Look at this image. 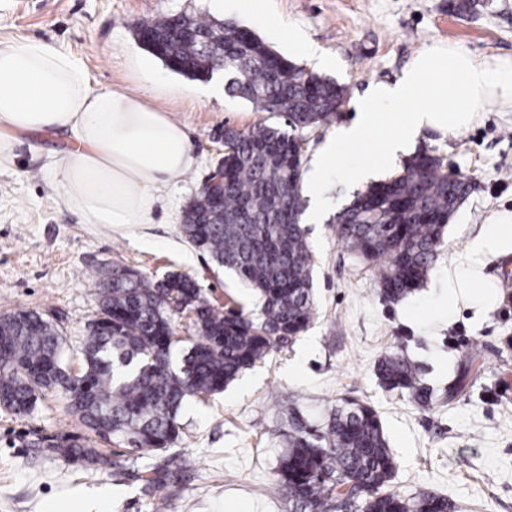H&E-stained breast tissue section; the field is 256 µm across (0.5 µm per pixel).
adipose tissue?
<instances>
[{"label": "adipose tissue", "mask_w": 512, "mask_h": 512, "mask_svg": "<svg viewBox=\"0 0 512 512\" xmlns=\"http://www.w3.org/2000/svg\"><path fill=\"white\" fill-rule=\"evenodd\" d=\"M139 91L93 89L82 63L38 40L0 41V172L12 170L20 133L65 132L48 157L59 202L88 224H148L175 182L197 164L187 127L150 104L165 84L147 61ZM512 242V217L494 216L470 244L473 256Z\"/></svg>", "instance_id": "1"}]
</instances>
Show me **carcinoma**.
Instances as JSON below:
<instances>
[{"label":"carcinoma","instance_id":"obj_1","mask_svg":"<svg viewBox=\"0 0 512 512\" xmlns=\"http://www.w3.org/2000/svg\"><path fill=\"white\" fill-rule=\"evenodd\" d=\"M134 34L169 69L200 81L221 71L225 92L287 123L285 129L276 124L249 131L224 126L229 152L223 212L211 210L204 191L184 208L186 239L256 290L258 317L217 311L189 275L169 272L154 279L117 266L88 323L80 385L73 388L54 323L33 311L0 316L1 406L24 416L41 395L56 391L91 434L150 455L179 441L184 400L222 392L312 321L314 261L302 224L303 171L289 174L284 158L296 149L294 132L334 114L347 89L277 54L232 20L164 16L138 23ZM467 190L464 180L448 175L442 157L418 152L339 212L336 237L373 268L380 293L398 301L426 279ZM244 202L249 223L240 224L236 215ZM281 202L288 203L289 224L275 221ZM179 318L189 320L194 335H175ZM183 341L186 350L174 365L171 349ZM376 375L389 392L420 407L433 403L399 351L379 360ZM285 447L278 474L291 512H332L339 494L353 497L360 512H450L446 498L422 493L406 499L391 488L397 461L378 412L367 402H343L321 428L292 424ZM47 450L92 464L106 461L75 437H62Z\"/></svg>","mask_w":512,"mask_h":512}]
</instances>
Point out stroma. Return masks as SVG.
Listing matches in <instances>:
<instances>
[{
	"instance_id": "1",
	"label": "stroma",
	"mask_w": 512,
	"mask_h": 512,
	"mask_svg": "<svg viewBox=\"0 0 512 512\" xmlns=\"http://www.w3.org/2000/svg\"><path fill=\"white\" fill-rule=\"evenodd\" d=\"M270 10L298 27L332 59L317 67L289 48L281 32L256 35L294 64L347 88L336 115L303 130V162H311L354 103L373 84L399 78L422 50L453 46L477 60L512 64V0H484L454 13L448 0H269ZM211 0H0V41L45 40L80 58L92 88H138V22L182 13H211ZM181 74L153 103L190 129L196 167L179 179L176 196H197L220 158L215 135L224 125L250 130L267 113L244 99L196 93ZM16 168L0 173V313L37 312L62 332L65 356L77 364L86 326L98 309L106 267L146 274L186 273L215 308L236 300L244 313L257 296L234 274L215 269L181 232L180 212L156 209L150 224L123 230L85 224L58 202L49 153L65 133L19 137ZM444 157L471 190L447 226L444 245L423 283L403 300L382 298L370 270L336 238L328 220L307 225L315 261L316 315L288 347L257 362L223 393L190 398L179 412L180 441L164 454L118 456L115 463L74 462L38 453L36 434L86 436L59 394L42 397L21 418L0 408V512H65L75 498L91 512H288L277 483L282 433L293 419L324 421L337 400L369 402L378 411L398 466L391 483L402 496L445 497L454 512H512V246L485 260L481 280L489 303L449 298V267L466 271L469 246L496 214L512 215V110L488 103L479 122L448 133L423 129L416 143ZM404 352L436 402L422 408L385 391L375 369ZM157 467L146 488L138 469Z\"/></svg>"
}]
</instances>
